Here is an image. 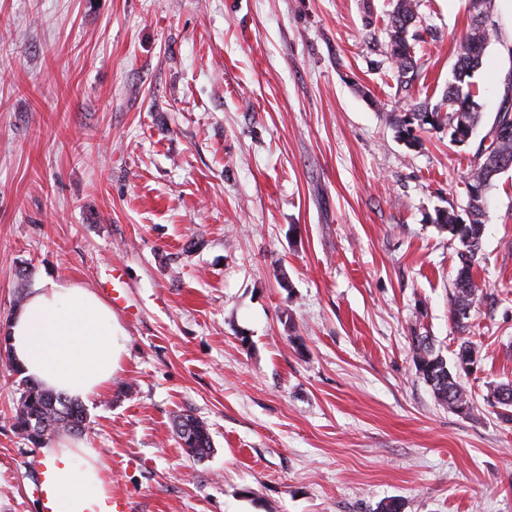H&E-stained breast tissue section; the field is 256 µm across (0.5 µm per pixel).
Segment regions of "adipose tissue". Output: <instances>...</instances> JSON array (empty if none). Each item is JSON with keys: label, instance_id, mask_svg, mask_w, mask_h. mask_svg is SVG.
I'll return each instance as SVG.
<instances>
[{"label": "adipose tissue", "instance_id": "adipose-tissue-1", "mask_svg": "<svg viewBox=\"0 0 512 512\" xmlns=\"http://www.w3.org/2000/svg\"><path fill=\"white\" fill-rule=\"evenodd\" d=\"M7 348L23 375L82 401L105 393L120 370L126 332L93 289L47 281L12 314ZM62 512H82L105 494L102 463L85 441L65 439L41 450Z\"/></svg>", "mask_w": 512, "mask_h": 512}]
</instances>
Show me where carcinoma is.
<instances>
[{"label": "carcinoma", "mask_w": 512, "mask_h": 512, "mask_svg": "<svg viewBox=\"0 0 512 512\" xmlns=\"http://www.w3.org/2000/svg\"><path fill=\"white\" fill-rule=\"evenodd\" d=\"M420 0H395L385 25L387 54L391 63V77L398 88L409 91L420 76L414 44L411 40L419 22ZM494 0H468L470 22L463 34L458 58L452 69L441 99L433 104L419 100L408 104L401 112H392L387 122L410 146L419 142L417 131L427 128H448L450 142H469L480 121L475 97L474 73L482 64L486 48L494 40L497 30L489 22ZM512 169V101L506 100L497 112L491 141L477 153L476 161L466 181L468 188V222L458 223L454 210L436 211L435 222L439 228L462 244L458 252L460 266L448 294V310L458 329L466 327L467 320L457 313L465 307H473L482 288L473 275V266L482 248V236L486 209L491 189L498 176ZM473 346L467 339L460 340L453 362H448L437 351L433 339L427 335L412 338L413 363L416 374L428 384L435 399L449 411L465 405L474 411L472 394L463 382L465 352ZM496 388L504 392L507 401L500 403L498 412L505 422H512V382L500 383ZM16 427L26 439L36 446L60 432L81 433L87 422V409L78 400L44 389L37 381H21L20 398L15 413ZM174 431L185 453L202 459L212 450V440L206 424L195 416L181 413L174 421Z\"/></svg>", "instance_id": "carcinoma-1"}]
</instances>
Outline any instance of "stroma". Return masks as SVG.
<instances>
[{"instance_id": "stroma-1", "label": "stroma", "mask_w": 512, "mask_h": 512, "mask_svg": "<svg viewBox=\"0 0 512 512\" xmlns=\"http://www.w3.org/2000/svg\"><path fill=\"white\" fill-rule=\"evenodd\" d=\"M391 0H0V330L35 283L103 292L128 341L84 434L131 512H512V170L491 192L466 333L448 312L476 151L512 89V0L474 75L481 122L408 146L385 119L439 101L467 0H421L398 93ZM473 342L475 411L441 406L411 338ZM0 344V512H40ZM207 423L189 457L173 419Z\"/></svg>"}]
</instances>
